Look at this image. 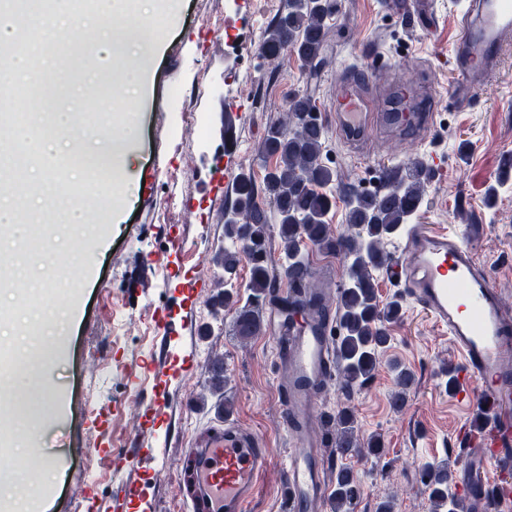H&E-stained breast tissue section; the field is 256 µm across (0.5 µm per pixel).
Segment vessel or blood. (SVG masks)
<instances>
[{
  "label": "vessel or blood",
  "instance_id": "1",
  "mask_svg": "<svg viewBox=\"0 0 512 512\" xmlns=\"http://www.w3.org/2000/svg\"><path fill=\"white\" fill-rule=\"evenodd\" d=\"M512 33V0H468L449 46L457 78L451 97L469 105L486 84ZM354 89L336 98L334 127L351 145L381 126L403 134L427 132L435 123L438 95L407 82L389 87L390 111L373 112L364 89L380 87L378 70L358 71ZM391 278L444 328L460 355L452 371L459 402L481 405L486 417L472 429L486 453L449 468L467 512H487L489 504L471 471L493 467L512 472V318L508 317L490 274L474 258L465 234L412 227L400 261L390 263ZM275 316L284 315L275 308ZM287 316V315H284ZM278 324L277 378L283 395L281 430L288 443L283 466L286 512H325L330 488L325 480L324 446L313 416L322 385L335 374L330 352L332 325L314 308ZM189 496L191 512H245L254 499L270 456L263 441L233 425L206 435L194 451Z\"/></svg>",
  "mask_w": 512,
  "mask_h": 512
}]
</instances>
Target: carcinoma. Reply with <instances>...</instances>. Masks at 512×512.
Listing matches in <instances>:
<instances>
[{"label":"carcinoma","instance_id":"cac0c4a2","mask_svg":"<svg viewBox=\"0 0 512 512\" xmlns=\"http://www.w3.org/2000/svg\"><path fill=\"white\" fill-rule=\"evenodd\" d=\"M335 14L336 0H288L285 11L267 29L262 56L276 58L289 45L302 71L312 74L325 67L323 47ZM257 159L265 170L262 182H256L249 172H240L234 200L224 210V250L218 264L229 275L243 262L250 267L243 294L232 280L224 279V310L232 313L234 334L251 339L262 331V306L275 298L282 281L299 291L314 287L306 246L341 256L346 283L336 298L331 351L340 388L349 397L372 378L380 366V355L391 347L390 325L401 318L402 303L397 298L380 303L374 273L390 260L386 241L399 235L423 206L429 171L420 163L393 167L375 194L343 189L346 230L335 233L327 217L336 207L337 175L325 163L324 126L308 92L290 95L288 122L268 125ZM274 227L281 241L278 258L270 247ZM390 368L398 387L391 403L400 408L406 403L413 375L396 360ZM325 428L334 437V445L327 449L330 459L382 452L379 436L359 435L348 405L327 415ZM332 483L333 512H350L360 497L352 470L337 467ZM423 485L437 512H465L463 502L451 492L448 465L427 466Z\"/></svg>","mask_w":512,"mask_h":512}]
</instances>
